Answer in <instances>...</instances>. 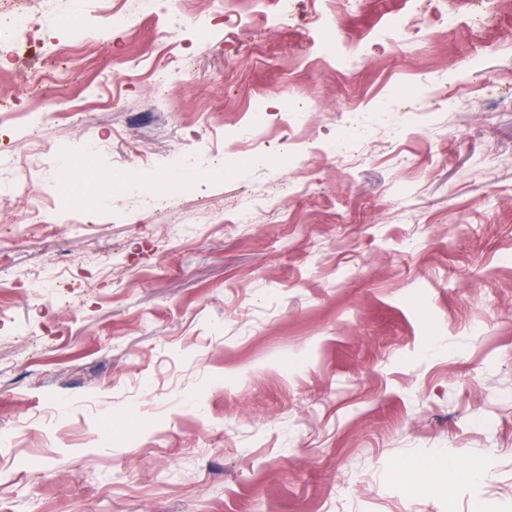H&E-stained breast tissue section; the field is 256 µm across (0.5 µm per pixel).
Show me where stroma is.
Wrapping results in <instances>:
<instances>
[{"label":"stroma","instance_id":"35a3bbf8","mask_svg":"<svg viewBox=\"0 0 512 512\" xmlns=\"http://www.w3.org/2000/svg\"><path fill=\"white\" fill-rule=\"evenodd\" d=\"M403 2L288 0L281 27L237 0L241 28L184 0L162 112L122 67L161 0H109L131 32L98 0H29L0 156L37 103L98 107L30 152L53 223L0 168V512H512V14L450 31L424 0L439 38L387 43ZM42 43L78 62L32 93ZM89 137L97 175L147 166L156 194L82 213ZM342 138L365 144L344 165Z\"/></svg>","mask_w":512,"mask_h":512}]
</instances>
